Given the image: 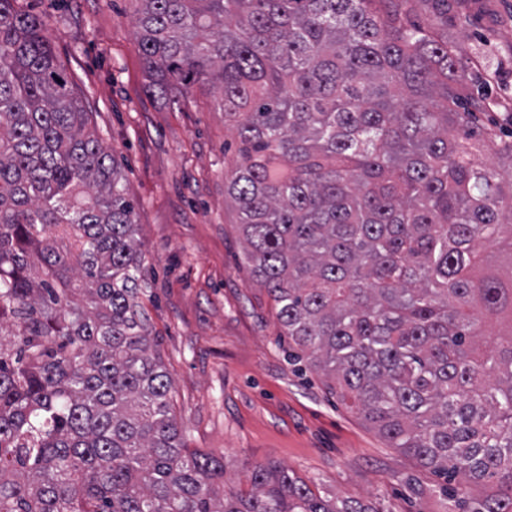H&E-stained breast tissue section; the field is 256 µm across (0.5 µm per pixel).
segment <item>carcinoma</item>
I'll use <instances>...</instances> for the list:
<instances>
[{
    "label": "carcinoma",
    "instance_id": "obj_1",
    "mask_svg": "<svg viewBox=\"0 0 512 512\" xmlns=\"http://www.w3.org/2000/svg\"><path fill=\"white\" fill-rule=\"evenodd\" d=\"M0 0V512H384L184 446L135 204L42 20ZM148 94L219 87L224 192L290 339L421 466L512 512V162L411 0H135ZM507 332L478 344L486 320Z\"/></svg>",
    "mask_w": 512,
    "mask_h": 512
}]
</instances>
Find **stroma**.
I'll return each mask as SVG.
<instances>
[{"mask_svg": "<svg viewBox=\"0 0 512 512\" xmlns=\"http://www.w3.org/2000/svg\"><path fill=\"white\" fill-rule=\"evenodd\" d=\"M16 6L42 17L135 203L145 254L137 301L185 446L222 457L225 484L244 491L252 466L276 464L383 512H465V500L485 495L390 447L289 347L224 195V147L235 136L218 93L194 85L181 109L147 93L133 0ZM414 19L447 31L469 96L485 100L470 132L512 137V0H448L444 17L416 0Z\"/></svg>", "mask_w": 512, "mask_h": 512, "instance_id": "obj_1", "label": "stroma"}]
</instances>
